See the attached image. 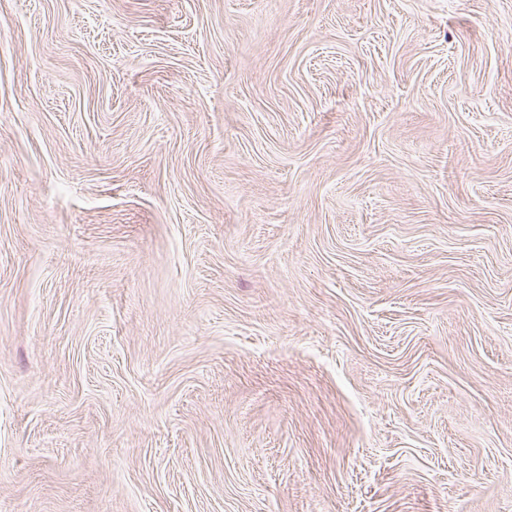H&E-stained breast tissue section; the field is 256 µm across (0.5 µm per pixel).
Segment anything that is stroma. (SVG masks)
Listing matches in <instances>:
<instances>
[{
  "label": "stroma",
  "mask_w": 512,
  "mask_h": 512,
  "mask_svg": "<svg viewBox=\"0 0 512 512\" xmlns=\"http://www.w3.org/2000/svg\"><path fill=\"white\" fill-rule=\"evenodd\" d=\"M0 512H512V0H0Z\"/></svg>",
  "instance_id": "1"
}]
</instances>
